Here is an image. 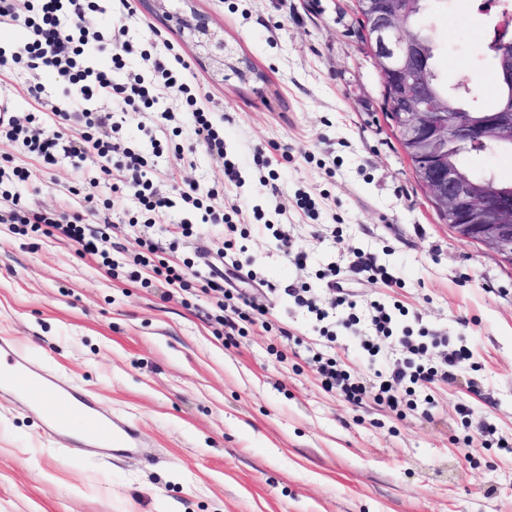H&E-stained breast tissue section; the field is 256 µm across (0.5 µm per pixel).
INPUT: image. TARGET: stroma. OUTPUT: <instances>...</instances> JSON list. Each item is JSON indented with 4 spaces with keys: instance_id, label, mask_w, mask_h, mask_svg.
Returning a JSON list of instances; mask_svg holds the SVG:
<instances>
[{
    "instance_id": "1",
    "label": "stroma",
    "mask_w": 512,
    "mask_h": 512,
    "mask_svg": "<svg viewBox=\"0 0 512 512\" xmlns=\"http://www.w3.org/2000/svg\"><path fill=\"white\" fill-rule=\"evenodd\" d=\"M482 0H426L424 30L448 87L467 84L492 99L498 84L486 39L497 21ZM223 27L264 81L228 76L213 82L192 44L175 26L134 5L121 82L140 71L143 49L171 45L187 80L224 118V147L241 182L198 145L180 113L177 89L157 87L158 105L176 112L165 131L153 115H110L117 150L151 153V179L176 198L188 184L220 191L218 209H238L247 236L241 261L250 279L234 281L263 308V324L226 337L213 305L195 296L207 261L224 248L220 224H195L171 240L170 225L190 218L183 203L145 220L133 197L113 198L95 185L93 163L47 165L21 143L0 141V167L26 168V182L0 183L34 209L78 206L95 194L90 228L107 225L114 257H132L149 233L163 257L191 261L189 291L162 300L150 288L107 274L99 257L74 245L0 224V336L15 337L49 370L86 390L114 416L132 421L140 452L77 457L49 437L14 401L0 398V512H512V264L459 240L416 182L412 163L387 123L372 52L359 39L355 0H193ZM51 76L22 66L0 71V92L28 126L34 103L26 89ZM266 162L256 165V150ZM310 196L315 212L300 208ZM287 223L305 265L282 257L257 221ZM387 267L397 286L350 272L355 252ZM367 314L371 303L398 305L393 335L370 356L364 325L320 333L287 291L310 287L323 308L333 291L319 280L328 264ZM410 332L466 346L468 360L417 389L416 408L390 411L369 398L359 406L324 390L314 355L343 361L372 379L408 357L397 342ZM471 413L464 416L460 405Z\"/></svg>"
}]
</instances>
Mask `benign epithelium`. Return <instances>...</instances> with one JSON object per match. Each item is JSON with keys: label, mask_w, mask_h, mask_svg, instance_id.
Returning a JSON list of instances; mask_svg holds the SVG:
<instances>
[{"label": "benign epithelium", "mask_w": 512, "mask_h": 512, "mask_svg": "<svg viewBox=\"0 0 512 512\" xmlns=\"http://www.w3.org/2000/svg\"><path fill=\"white\" fill-rule=\"evenodd\" d=\"M194 46L213 79L232 72L241 79L252 72L249 62L224 38V28L194 10L165 9L167 0H152ZM420 0H360L357 19L370 43L393 111L391 126L402 142L422 191L456 236L475 242L512 264V193L492 188L448 162V141L483 150L512 146V113L490 112L477 122L469 112H450L422 77L423 36L411 24ZM499 73L512 84V24L502 23L494 38Z\"/></svg>", "instance_id": "benign-epithelium-1"}]
</instances>
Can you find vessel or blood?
<instances>
[{
    "instance_id": "b4317fda",
    "label": "vessel or blood",
    "mask_w": 512,
    "mask_h": 512,
    "mask_svg": "<svg viewBox=\"0 0 512 512\" xmlns=\"http://www.w3.org/2000/svg\"><path fill=\"white\" fill-rule=\"evenodd\" d=\"M0 395L14 400L73 454L111 458L138 446L136 427L46 370L13 338L0 337Z\"/></svg>"
}]
</instances>
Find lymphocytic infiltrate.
Instances as JSON below:
<instances>
[{
	"label": "lymphocytic infiltrate",
	"mask_w": 512,
	"mask_h": 512,
	"mask_svg": "<svg viewBox=\"0 0 512 512\" xmlns=\"http://www.w3.org/2000/svg\"><path fill=\"white\" fill-rule=\"evenodd\" d=\"M98 9L97 0H29L28 14L21 18L15 11L14 0H0V23L19 20L28 32L17 51L0 50V67L22 63L32 70L51 71L70 98L68 108L64 109L45 98L41 84L29 86L27 94L38 112L44 114L45 124L23 128L13 121L0 123V137L22 141L30 154L48 165L58 163L63 157L91 161L97 166L100 178L106 181L112 175L114 147L101 133L106 119L93 108V101L109 97L118 106L139 112L155 107V87H174L182 95L184 110L197 139L211 157L222 163L225 180L238 181V167L224 150V123L215 119L195 86L184 80L186 65L182 58L169 48L156 53L142 52L144 68L129 75L126 82H114L113 71L123 69L126 55L134 51L126 24L133 9L130 0H115L112 6L115 20L105 32L86 24L87 15ZM120 166L124 178L113 185V193L133 196L147 215L173 207L175 200L154 189L149 177L152 163L146 154L125 149ZM0 224H23L46 236L66 238L79 251L100 256L107 267L117 265L109 251V236L103 231L89 230L82 212H34L16 194L9 208L0 209ZM199 290L204 294L220 293L217 306L225 328L235 331L240 323L250 321V314L241 309L248 301L247 296L224 288L216 271L201 277ZM469 356V350L462 347L449 353L443 369H397L376 373L371 381L353 376L333 358L319 360L317 373L326 391L338 393L352 405L361 404L371 395L396 411L404 402L405 384L422 385L447 377L450 367L468 360Z\"/></svg>",
	"instance_id": "f902f5d3"
}]
</instances>
